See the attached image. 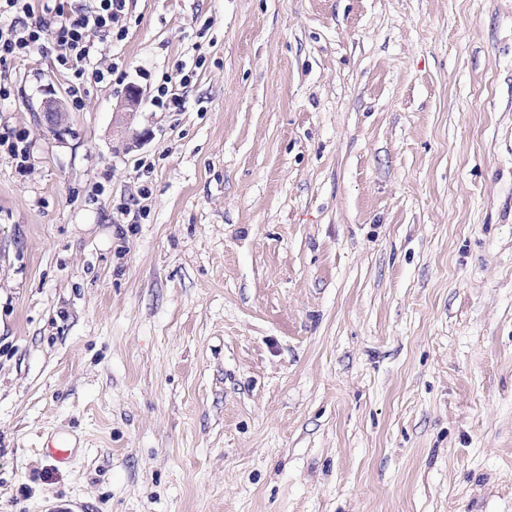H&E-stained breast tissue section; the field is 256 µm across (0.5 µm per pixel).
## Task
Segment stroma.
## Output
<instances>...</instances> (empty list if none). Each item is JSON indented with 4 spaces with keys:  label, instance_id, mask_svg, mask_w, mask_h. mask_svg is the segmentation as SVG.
Wrapping results in <instances>:
<instances>
[{
    "label": "stroma",
    "instance_id": "stroma-1",
    "mask_svg": "<svg viewBox=\"0 0 512 512\" xmlns=\"http://www.w3.org/2000/svg\"><path fill=\"white\" fill-rule=\"evenodd\" d=\"M123 23L0 65V512H512V0ZM142 101V92L136 87H131L125 95L123 102L120 104L115 115V127L126 130L131 124L135 114L138 112ZM44 125L48 130L56 134L67 127V111L60 98L48 97L42 102L41 109Z\"/></svg>",
    "mask_w": 512,
    "mask_h": 512
}]
</instances>
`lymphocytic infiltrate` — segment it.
Wrapping results in <instances>:
<instances>
[{"instance_id": "1", "label": "lymphocytic infiltrate", "mask_w": 512, "mask_h": 512, "mask_svg": "<svg viewBox=\"0 0 512 512\" xmlns=\"http://www.w3.org/2000/svg\"><path fill=\"white\" fill-rule=\"evenodd\" d=\"M125 7L126 0H92L91 4L77 7L61 19L34 22L30 19L32 0H0V14L10 12L15 16L9 29L0 32V62L28 57L51 43L57 48L58 66L72 72L77 81L88 75L98 82L108 76L123 80L124 73L119 68L91 69L95 44L89 33L95 30L124 39L126 30L118 22Z\"/></svg>"}]
</instances>
